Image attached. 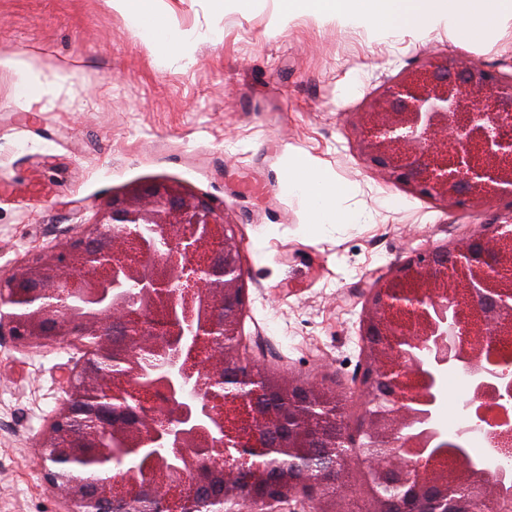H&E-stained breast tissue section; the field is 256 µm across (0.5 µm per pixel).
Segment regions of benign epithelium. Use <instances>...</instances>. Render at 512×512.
Here are the masks:
<instances>
[{"label":"benign epithelium","instance_id":"obj_1","mask_svg":"<svg viewBox=\"0 0 512 512\" xmlns=\"http://www.w3.org/2000/svg\"><path fill=\"white\" fill-rule=\"evenodd\" d=\"M359 150L366 161L409 191L444 206L475 207L490 198H512V73L475 67L458 57L428 58L405 70L359 113ZM234 225L212 202L161 185L112 201L98 221L63 249L38 255L0 284V333L24 345L68 339L83 355L66 378L67 398L40 443L45 476L66 512H115L130 504L136 512H263L293 494L313 497L325 473L315 466L310 440L320 431L313 383H293L282 404L290 412L291 464L307 474L301 483L286 476L265 483L256 457L270 443L265 435L273 413L257 396L274 392L272 377L251 366L231 375L241 359V323L247 293ZM35 281L39 291L18 288ZM80 281L90 295L83 317L63 315L53 302L66 282ZM132 283L136 291L124 289ZM28 303L24 313L3 306ZM125 371L115 374L113 337ZM361 386L368 405L364 429L380 448H400L413 457H432L436 473L419 486V499L406 512H475L486 492L512 512V474L498 455L471 462L461 476L448 458L462 454L468 434L481 431L502 451L512 446V210L495 213L469 237L409 259L391 279L368 294L362 321ZM154 346L161 360L148 367L137 345ZM463 371L473 399L469 410L493 398L494 418L480 410L455 439L437 427L443 395L438 378L445 368ZM148 409L136 421L114 413L129 397ZM94 408L92 426L74 419L73 406ZM418 426L408 441L406 427ZM112 434L106 479L87 481L77 473L91 461L80 456V436ZM145 455L156 494L143 501L137 470L116 471L119 450ZM367 493L389 472L408 471L390 455L360 458ZM220 470L235 482L224 494L199 499L210 474Z\"/></svg>","mask_w":512,"mask_h":512}]
</instances>
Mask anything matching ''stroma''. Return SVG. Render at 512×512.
<instances>
[{"instance_id":"35a3bbf8","label":"stroma","mask_w":512,"mask_h":512,"mask_svg":"<svg viewBox=\"0 0 512 512\" xmlns=\"http://www.w3.org/2000/svg\"><path fill=\"white\" fill-rule=\"evenodd\" d=\"M276 0L216 13L212 0H161L190 45L160 61L109 0H0V55L25 54L30 89L0 69V280L95 223L112 200L167 184L211 200L234 224L249 303L251 361L311 379L336 397L343 435H358L363 303L410 256L466 237L482 208H443L385 182L359 153L355 114L403 70L461 55L512 64V23L485 41L447 30L383 37L300 13L280 23ZM305 157L352 192L357 224H309L283 184ZM79 353L67 341L26 348L0 335V512H65L38 441ZM318 487L326 512H371L357 465Z\"/></svg>"}]
</instances>
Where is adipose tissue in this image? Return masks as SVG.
<instances>
[{
    "label": "adipose tissue",
    "mask_w": 512,
    "mask_h": 512,
    "mask_svg": "<svg viewBox=\"0 0 512 512\" xmlns=\"http://www.w3.org/2000/svg\"><path fill=\"white\" fill-rule=\"evenodd\" d=\"M156 53L165 60L189 54L188 43L157 9V0H111ZM280 13L328 15L341 23L365 26L386 36L410 26L428 34L443 27L450 39L477 43L512 21V0H279ZM289 192L301 195L312 224H353L354 212L338 207L352 191L350 183L330 177L309 160L299 158L288 167Z\"/></svg>",
    "instance_id": "1"
}]
</instances>
